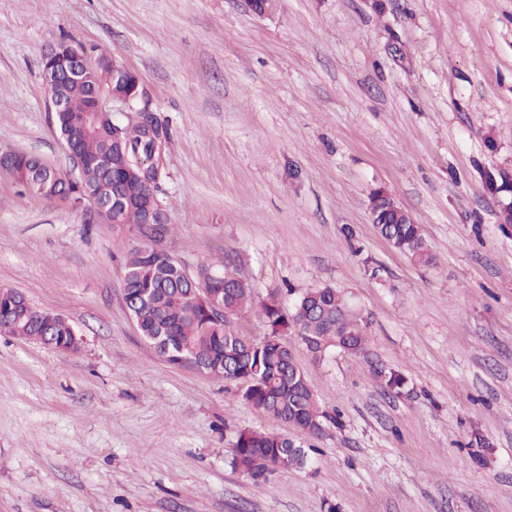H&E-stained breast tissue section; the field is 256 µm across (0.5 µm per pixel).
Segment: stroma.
Listing matches in <instances>:
<instances>
[{
	"instance_id": "obj_1",
	"label": "stroma",
	"mask_w": 512,
	"mask_h": 512,
	"mask_svg": "<svg viewBox=\"0 0 512 512\" xmlns=\"http://www.w3.org/2000/svg\"><path fill=\"white\" fill-rule=\"evenodd\" d=\"M64 38L137 75L136 111L170 131L162 246L237 268L247 334L268 292L327 286L367 344L318 357L285 336L336 424L295 434L304 467L252 480L238 433L284 427L140 336L137 229L0 175V287L81 339L0 332V512H512V0H0V146L68 173L41 75ZM377 192L431 264L379 234Z\"/></svg>"
}]
</instances>
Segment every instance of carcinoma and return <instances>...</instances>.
<instances>
[{"mask_svg":"<svg viewBox=\"0 0 512 512\" xmlns=\"http://www.w3.org/2000/svg\"><path fill=\"white\" fill-rule=\"evenodd\" d=\"M58 90L67 111L55 113L57 130L62 140L87 158L79 179L64 178L38 156L21 151L4 161L5 174L24 194L32 183L47 182L44 197L67 207L110 205L112 191L119 189L132 202L125 223L142 229L141 207L149 202L151 191L129 173V168L143 163L152 166L156 138L170 140L168 128L159 123L150 136L140 114L114 122L110 112L89 111L95 94L121 90L110 67L102 68L91 86L63 76ZM114 135L121 141L123 155L112 160V170L105 171L93 159L112 154ZM378 228L411 260H431L419 225L406 224L404 217L391 212ZM124 271L126 306L140 335L157 345V353L167 363L181 367L185 358L209 377L229 383L247 379L249 383L241 394L247 404L307 436L326 433L331 417L320 407L309 376L295 364L290 347L257 343L232 325L231 318L250 308L254 301V289L233 265H203L189 277L180 273L169 255L139 247L126 256ZM214 301L224 307V315L215 313L211 307ZM23 302L25 296L15 290L0 291V332L13 336L19 325L29 340L79 349L72 341L74 328L67 319L31 305L26 307ZM261 311L269 337L293 330L306 344L326 349L342 347L353 355L365 349L360 318L333 288H311L291 309L285 307L280 292L273 290L261 302ZM270 456L281 457L284 468L301 467L307 459L305 450L284 434L252 430L238 434L232 464L251 479L259 480L270 473Z\"/></svg>","mask_w":512,"mask_h":512,"instance_id":"obj_1","label":"carcinoma"}]
</instances>
